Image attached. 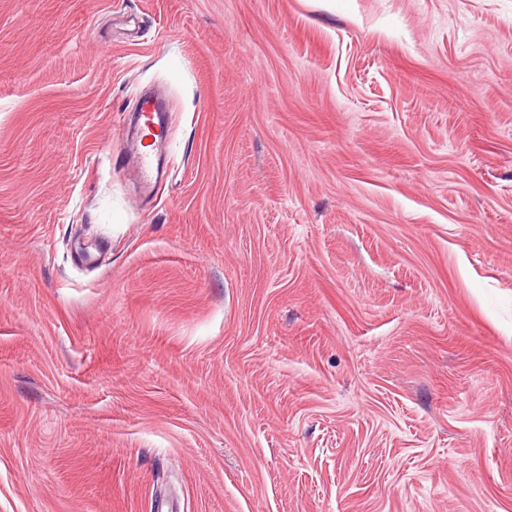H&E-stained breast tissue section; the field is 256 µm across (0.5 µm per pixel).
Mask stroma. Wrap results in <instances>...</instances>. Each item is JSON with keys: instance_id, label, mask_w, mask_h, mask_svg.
I'll use <instances>...</instances> for the list:
<instances>
[{"instance_id": "35a3bbf8", "label": "stroma", "mask_w": 512, "mask_h": 512, "mask_svg": "<svg viewBox=\"0 0 512 512\" xmlns=\"http://www.w3.org/2000/svg\"><path fill=\"white\" fill-rule=\"evenodd\" d=\"M0 512H512V0H0Z\"/></svg>"}]
</instances>
